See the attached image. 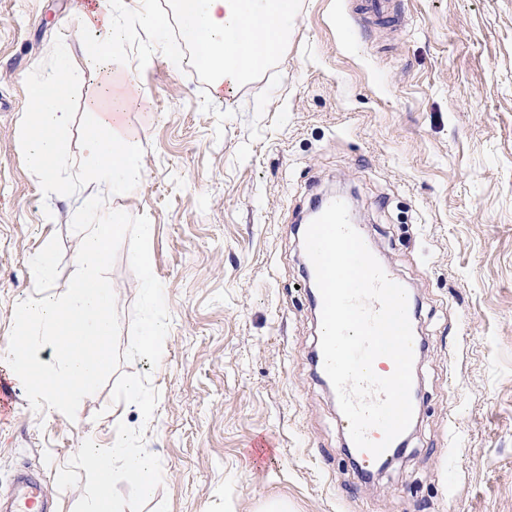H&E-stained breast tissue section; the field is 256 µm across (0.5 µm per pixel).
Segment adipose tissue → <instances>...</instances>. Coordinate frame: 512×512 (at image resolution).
<instances>
[{"label": "adipose tissue", "mask_w": 512, "mask_h": 512, "mask_svg": "<svg viewBox=\"0 0 512 512\" xmlns=\"http://www.w3.org/2000/svg\"><path fill=\"white\" fill-rule=\"evenodd\" d=\"M174 7L195 46L191 64L211 73L219 97L232 95L258 65L280 53L295 19L294 0H174ZM128 11L154 31H162L163 21L150 0H111L105 12L86 10L83 27L91 36L90 48L79 53L67 48L66 63L29 87L23 151L29 166L51 183L66 165L59 147L72 119L66 91L84 74L99 77L101 92L90 104L94 118L84 130L92 163L81 173L84 181L99 188L87 201L92 212L103 207L105 197L124 194L145 177L141 157L122 121L124 102L114 91L116 81L132 82L136 76L110 63L125 40L121 18ZM77 55L82 58L78 64L73 61ZM123 229L117 213L107 223L92 220L80 225L79 274L67 297L47 293L19 306L18 345L12 357L31 360L23 376L44 400L59 404L89 392L109 360L112 296L102 287L98 271L111 240ZM36 329L51 343V355H44L32 341Z\"/></svg>", "instance_id": "ef3b65f1"}]
</instances>
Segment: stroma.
<instances>
[{
    "instance_id": "obj_1",
    "label": "stroma",
    "mask_w": 512,
    "mask_h": 512,
    "mask_svg": "<svg viewBox=\"0 0 512 512\" xmlns=\"http://www.w3.org/2000/svg\"><path fill=\"white\" fill-rule=\"evenodd\" d=\"M76 0H0V361L19 303L42 295L32 261L50 250L52 291L77 274L76 226L94 185L69 169L53 185L29 167L21 120L29 85L83 39ZM354 0H296L281 58L232 98L211 76L163 53L136 23L121 64L125 123L145 179L107 207L154 226L152 271L170 324L149 373L159 400L140 424L163 481L143 512H512V0H395L388 18L357 24ZM77 79L62 138L84 164L86 103ZM354 193L373 251L421 300L419 422L405 453L372 483L341 446L334 399L315 375L313 312L299 285L297 226L311 198ZM130 344L140 284L121 245L108 273ZM0 416V494L23 466L41 471L57 512L83 485L55 477L85 439L112 441L113 382L85 397L75 419L47 408L19 374ZM278 441L249 456L251 437Z\"/></svg>"
}]
</instances>
